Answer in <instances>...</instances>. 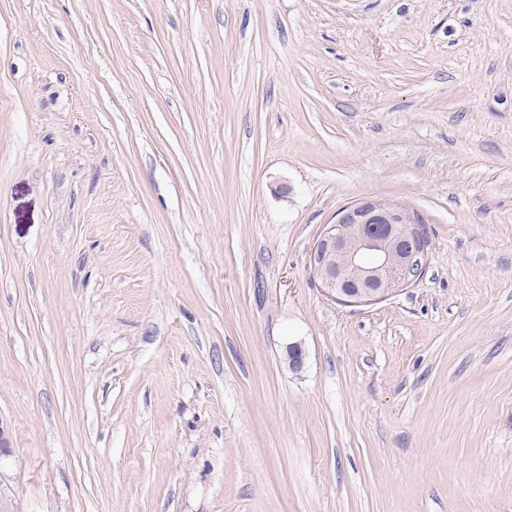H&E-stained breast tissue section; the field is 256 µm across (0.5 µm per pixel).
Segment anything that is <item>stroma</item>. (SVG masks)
Here are the masks:
<instances>
[{
    "label": "stroma",
    "mask_w": 512,
    "mask_h": 512,
    "mask_svg": "<svg viewBox=\"0 0 512 512\" xmlns=\"http://www.w3.org/2000/svg\"><path fill=\"white\" fill-rule=\"evenodd\" d=\"M0 424V512H512V0H0ZM421 216L402 204L365 199L342 209L310 255L309 266L327 297L350 307L379 303L418 277L429 242ZM359 246L356 249L352 247ZM401 245V248L398 246ZM354 284V288L348 285Z\"/></svg>",
    "instance_id": "stroma-1"
}]
</instances>
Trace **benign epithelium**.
Masks as SVG:
<instances>
[{
	"mask_svg": "<svg viewBox=\"0 0 512 512\" xmlns=\"http://www.w3.org/2000/svg\"><path fill=\"white\" fill-rule=\"evenodd\" d=\"M357 240V248L350 247ZM429 242L420 215L402 204L365 199L327 225L309 266L327 297L350 307L379 303L418 277Z\"/></svg>",
	"mask_w": 512,
	"mask_h": 512,
	"instance_id": "obj_1",
	"label": "benign epithelium"
}]
</instances>
